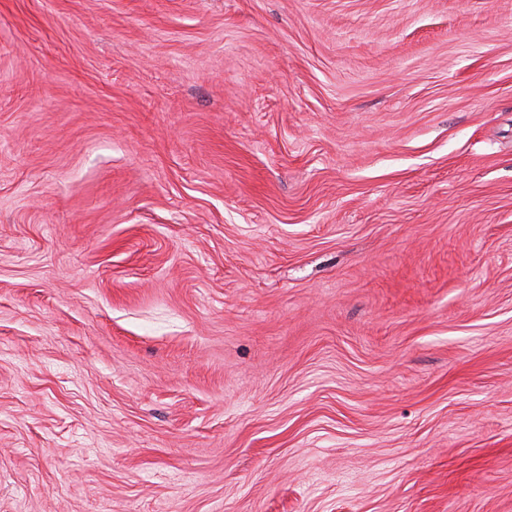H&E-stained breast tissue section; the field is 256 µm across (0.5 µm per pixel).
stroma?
Returning a JSON list of instances; mask_svg holds the SVG:
<instances>
[{
  "label": "stroma",
  "instance_id": "1",
  "mask_svg": "<svg viewBox=\"0 0 512 512\" xmlns=\"http://www.w3.org/2000/svg\"><path fill=\"white\" fill-rule=\"evenodd\" d=\"M0 512H512V0H0Z\"/></svg>",
  "mask_w": 512,
  "mask_h": 512
}]
</instances>
